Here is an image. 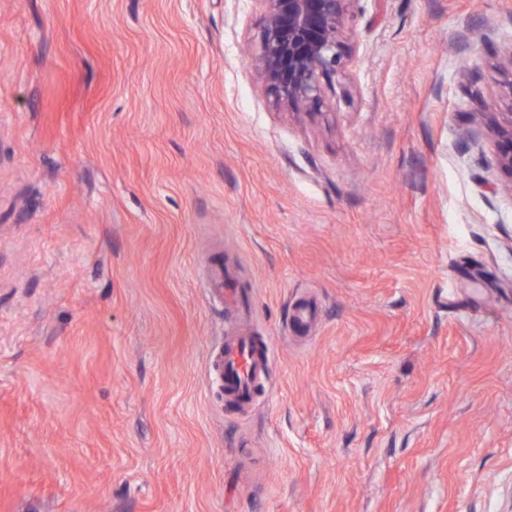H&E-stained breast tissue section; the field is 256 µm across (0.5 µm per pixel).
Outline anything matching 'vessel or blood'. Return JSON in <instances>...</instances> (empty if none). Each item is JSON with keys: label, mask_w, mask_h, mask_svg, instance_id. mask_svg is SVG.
I'll list each match as a JSON object with an SVG mask.
<instances>
[{"label": "vessel or blood", "mask_w": 512, "mask_h": 512, "mask_svg": "<svg viewBox=\"0 0 512 512\" xmlns=\"http://www.w3.org/2000/svg\"><path fill=\"white\" fill-rule=\"evenodd\" d=\"M208 288L227 302L236 301L240 293L235 282L220 269L212 271ZM209 368L225 399L244 407L253 403L267 379L268 349L256 337L234 332L225 336L223 344L212 352Z\"/></svg>", "instance_id": "vessel-or-blood-1"}]
</instances>
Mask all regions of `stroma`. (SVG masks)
Returning a JSON list of instances; mask_svg holds the SVG:
<instances>
[{
  "instance_id": "obj_1",
  "label": "stroma",
  "mask_w": 512,
  "mask_h": 512,
  "mask_svg": "<svg viewBox=\"0 0 512 512\" xmlns=\"http://www.w3.org/2000/svg\"><path fill=\"white\" fill-rule=\"evenodd\" d=\"M261 27L0 0V512H512V0H352L300 115ZM220 261L270 342L245 408ZM490 130L498 146V165L512 176V112H500ZM210 294L218 293L224 302H235L240 293L235 282L225 277L222 269H212L211 281L208 283ZM209 368L225 399L232 405L245 407L253 403L267 379V346L264 342L260 344L255 336L229 333L224 343L211 353Z\"/></svg>"
}]
</instances>
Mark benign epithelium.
Here are the masks:
<instances>
[{"label": "benign epithelium", "instance_id": "7a95c632", "mask_svg": "<svg viewBox=\"0 0 512 512\" xmlns=\"http://www.w3.org/2000/svg\"><path fill=\"white\" fill-rule=\"evenodd\" d=\"M263 12L258 82L276 102L296 111L320 105L324 87L345 76L349 46L345 18L352 0H257ZM498 165L512 175V112L490 126Z\"/></svg>", "mask_w": 512, "mask_h": 512}]
</instances>
